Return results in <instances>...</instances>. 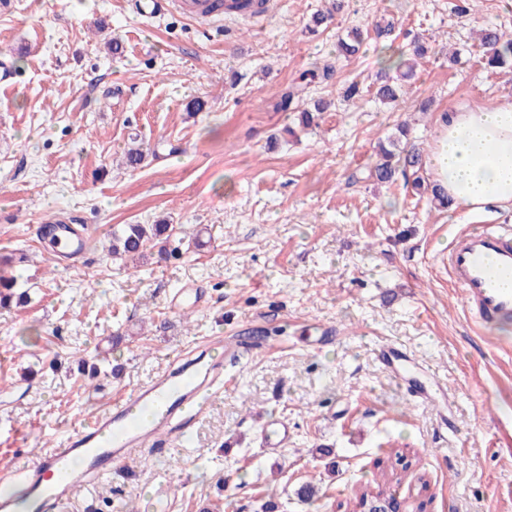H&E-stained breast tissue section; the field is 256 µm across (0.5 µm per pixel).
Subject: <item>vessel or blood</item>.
Returning a JSON list of instances; mask_svg holds the SVG:
<instances>
[{
	"label": "vessel or blood",
	"mask_w": 512,
	"mask_h": 512,
	"mask_svg": "<svg viewBox=\"0 0 512 512\" xmlns=\"http://www.w3.org/2000/svg\"><path fill=\"white\" fill-rule=\"evenodd\" d=\"M157 15L176 13L210 19V0H158ZM54 247L69 255L83 251L85 239L72 226L57 228ZM448 278L459 288L471 319L490 328L512 317V226L482 224L456 235L448 246ZM224 386L223 359L191 360L156 376L129 395L114 399L94 420L74 427L63 443L33 456L13 472L27 485L34 512H65L75 490L106 466L126 461L133 449L157 446L160 432H171L176 419L198 416L212 394ZM152 408L148 423L137 413Z\"/></svg>",
	"instance_id": "b4317fda"
}]
</instances>
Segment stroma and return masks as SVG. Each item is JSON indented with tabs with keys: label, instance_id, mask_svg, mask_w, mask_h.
I'll return each mask as SVG.
<instances>
[{
	"label": "stroma",
	"instance_id": "35a3bbf8",
	"mask_svg": "<svg viewBox=\"0 0 512 512\" xmlns=\"http://www.w3.org/2000/svg\"><path fill=\"white\" fill-rule=\"evenodd\" d=\"M328 0H270L263 21L206 26L153 16L152 0H0V274L29 290L0 309V477L55 447L116 397L150 382L204 338L242 344L224 387L179 441L79 488L67 512H352L377 465L417 463L427 512H512V323L483 331L448 279L452 231L511 224L512 209L441 208L429 189L380 184L378 144L407 125L430 151L454 104L512 96L487 70L477 31L504 24L506 0H347L318 35L305 27ZM419 39L430 51L394 105L366 94L385 55ZM358 55H336L352 28ZM337 70L303 94L327 101L312 127L287 134L284 90L322 64ZM201 112H186L192 98ZM153 154L125 170L131 140ZM181 224L202 247L156 264L112 259L113 226ZM71 224L86 248L65 261L46 224ZM199 303L182 313L185 286ZM335 331L317 343L319 328ZM396 345L417 358L434 394L411 398L379 359ZM120 366L89 379L81 366ZM288 425L269 452V418ZM312 484L304 501L297 490ZM112 504L102 508L103 491Z\"/></svg>",
	"mask_w": 512,
	"mask_h": 512
}]
</instances>
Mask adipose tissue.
<instances>
[{
    "label": "adipose tissue",
    "instance_id": "ef3b65f1",
    "mask_svg": "<svg viewBox=\"0 0 512 512\" xmlns=\"http://www.w3.org/2000/svg\"><path fill=\"white\" fill-rule=\"evenodd\" d=\"M428 163L434 181L458 206L512 209V98L442 113Z\"/></svg>",
    "mask_w": 512,
    "mask_h": 512
}]
</instances>
